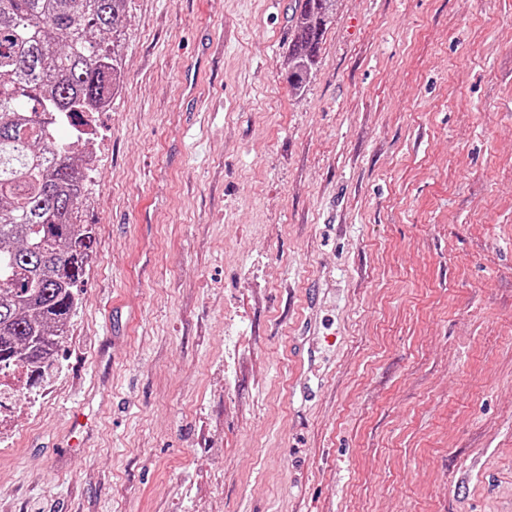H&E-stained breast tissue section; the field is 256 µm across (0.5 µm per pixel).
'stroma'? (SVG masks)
Returning <instances> with one entry per match:
<instances>
[{"label":"stroma","mask_w":512,"mask_h":512,"mask_svg":"<svg viewBox=\"0 0 512 512\" xmlns=\"http://www.w3.org/2000/svg\"><path fill=\"white\" fill-rule=\"evenodd\" d=\"M293 6L128 0L0 512H512V0ZM335 13V0H295L288 50L292 70L289 76L296 85L312 71L324 33Z\"/></svg>","instance_id":"obj_1"}]
</instances>
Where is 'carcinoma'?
Instances as JSON below:
<instances>
[{"label":"carcinoma","mask_w":512,"mask_h":512,"mask_svg":"<svg viewBox=\"0 0 512 512\" xmlns=\"http://www.w3.org/2000/svg\"><path fill=\"white\" fill-rule=\"evenodd\" d=\"M127 0H0V372L50 370L93 253L82 220L88 113L118 91ZM336 0H295L290 79L312 71ZM68 124L81 143H57Z\"/></svg>","instance_id":"obj_1"}]
</instances>
